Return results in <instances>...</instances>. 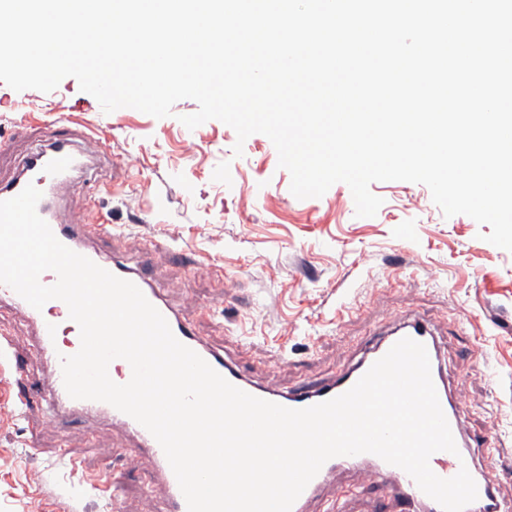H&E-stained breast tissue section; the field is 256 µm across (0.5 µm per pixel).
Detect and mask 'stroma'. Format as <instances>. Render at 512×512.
<instances>
[{"label": "stroma", "instance_id": "1", "mask_svg": "<svg viewBox=\"0 0 512 512\" xmlns=\"http://www.w3.org/2000/svg\"><path fill=\"white\" fill-rule=\"evenodd\" d=\"M197 109L183 99L162 119L127 107L108 114L72 77L49 93L0 82V182L42 144L24 113L47 122L70 114L96 131L104 158L65 193L60 219L93 212L119 226L121 236L94 249L145 265L197 336L271 390L355 363L397 314L424 317L439 335L448 387L463 401L466 434L494 438L491 453L464 463L487 468L498 500L512 506V252L485 241L489 226L444 217L422 184L373 183L383 204L372 217L356 216L343 183L297 199L267 136H250L235 156L231 127L181 123ZM0 331L32 369V394L46 395L35 322L0 302ZM10 382L0 362V512H56L62 495L72 512H156L140 473L114 464L128 441L120 428L74 414L61 436L42 426L39 405L15 418L4 406ZM102 476L114 496L91 487ZM340 496L345 512H399L353 471L339 473L320 500Z\"/></svg>", "mask_w": 512, "mask_h": 512}]
</instances>
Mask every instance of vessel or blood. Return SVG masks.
Masks as SVG:
<instances>
[{
	"label": "vessel or blood",
	"mask_w": 512,
	"mask_h": 512,
	"mask_svg": "<svg viewBox=\"0 0 512 512\" xmlns=\"http://www.w3.org/2000/svg\"><path fill=\"white\" fill-rule=\"evenodd\" d=\"M45 137V145L24 159L20 175L10 183L0 184V201L15 197L26 185H35L42 193L37 212L49 224L61 243L96 262L115 276L134 283L165 317L175 337L201 356L231 384L253 396L284 407L303 409L343 394L402 338L409 337L423 343L428 351L432 379L439 402L458 448L457 453L454 454L444 451L433 454L429 464L432 471L442 478L453 477L459 471L458 456L467 452L470 445L463 435L461 402L449 396L446 391L440 368L438 346L430 324L418 318L404 320L392 332L371 339L362 359L356 365L339 371L324 381L315 384L300 383L282 392L259 387L245 377L235 364L229 362L223 353L199 341L191 323L179 317L175 309L165 300L161 287L153 282L146 269L134 268L113 258L100 257L97 252L88 248L87 238L115 233V226L84 221L63 224L58 221L56 209L59 195L72 184L82 160H89L96 156L98 141L90 135L83 140H75L69 126L55 122L47 125ZM3 301L9 302L28 318L37 320L39 328L36 338L37 347L42 356L57 369L49 393L48 412L42 419L43 424L58 431L63 430L65 421L59 413L60 408L63 407L90 414L107 415L114 425L121 427L136 441L135 447L122 448L117 453L124 468L130 471L138 470L141 458L149 459L150 470L143 478V487L147 493L157 498L160 512H187L185 498L161 446L143 426L108 403L77 400L71 398L66 392L63 376L58 372L61 365L60 358L76 353L80 348L79 342L60 343L55 322L46 318L43 312L34 309L9 286L0 284V302ZM30 374V368L22 364L16 365L14 369L15 383L18 387L14 406L18 416L21 417L26 416L33 403V398L24 385ZM354 468L362 469L366 483L374 485L385 496L397 501L400 512H442L440 505L423 493L404 470L369 453L339 456L328 460L295 501L292 512H312V505L317 502L321 490L336 471ZM472 477L477 485L478 498L467 507L466 512H507L493 495L495 480L492 475L480 469L473 471Z\"/></svg>",
	"instance_id": "1"
}]
</instances>
